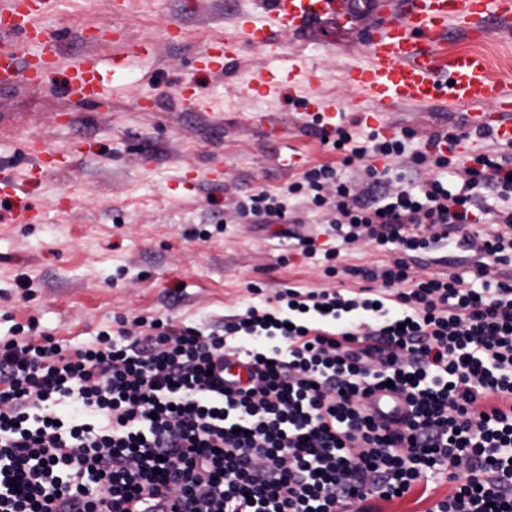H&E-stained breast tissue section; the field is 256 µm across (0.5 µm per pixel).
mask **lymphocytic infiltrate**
<instances>
[{
    "mask_svg": "<svg viewBox=\"0 0 512 512\" xmlns=\"http://www.w3.org/2000/svg\"><path fill=\"white\" fill-rule=\"evenodd\" d=\"M415 136L338 129L341 165L365 163L371 189L319 164L238 204L284 224L306 198L337 243L296 241L329 277L358 272L338 265L341 245L393 253L358 272L365 287H289L220 331L138 315L78 348L33 322L0 337V512H373L433 480L452 490L430 512H512V280L491 269L512 264V151L462 157L452 131L408 150ZM401 158L426 178L396 184ZM486 187L497 205H476ZM479 224L494 227L488 262L417 276ZM228 353L251 366L235 390ZM386 388L405 405L395 423L369 407Z\"/></svg>",
    "mask_w": 512,
    "mask_h": 512,
    "instance_id": "f902f5d3",
    "label": "lymphocytic infiltrate"
}]
</instances>
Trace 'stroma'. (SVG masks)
Returning <instances> with one entry per match:
<instances>
[{
	"label": "stroma",
	"instance_id": "35a3bbf8",
	"mask_svg": "<svg viewBox=\"0 0 512 512\" xmlns=\"http://www.w3.org/2000/svg\"><path fill=\"white\" fill-rule=\"evenodd\" d=\"M117 2L61 0L45 19L48 29L68 30L67 61L83 51L79 31L92 20L122 24L127 45L153 41L152 54L130 55L100 110L73 111L58 91L59 72L0 89V165L7 174L24 173L21 148L31 137L64 162L27 182L18 196H0V336L32 318L70 347L91 342L117 315H167L210 328L289 287H335L323 273V255H301L280 237V225L236 217L234 204L300 177V170L278 168V155L299 151L310 167L339 163L336 152L302 127L299 99L321 95L341 112L347 130L370 133L364 115L375 106L346 83L345 71L363 58L364 29L390 15L392 0H376L347 33L325 32L318 23L300 35L275 34L271 52L241 43L239 62L216 75L200 71L196 56L212 34L235 33L240 14L261 13V0H135L125 14L116 11ZM177 25L182 39L168 41L166 31ZM253 66L290 70L296 101L248 95L245 71ZM310 67L321 76L314 85L306 77ZM190 80L205 95L192 111L179 103ZM250 112L276 117L287 139L269 140L250 128ZM384 122L423 136L469 128L465 109L442 102L404 107ZM28 205L44 212L43 223L12 222V213ZM483 258L476 248L441 245L417 273L429 278ZM24 279L30 290L19 288ZM253 284L259 293L250 292ZM450 491L448 483L432 484L375 507L429 512Z\"/></svg>",
	"mask_w": 512,
	"mask_h": 512
}]
</instances>
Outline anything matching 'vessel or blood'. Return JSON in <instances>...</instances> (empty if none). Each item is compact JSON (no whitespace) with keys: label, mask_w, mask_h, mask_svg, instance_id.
<instances>
[{"label":"vessel or blood","mask_w":512,"mask_h":512,"mask_svg":"<svg viewBox=\"0 0 512 512\" xmlns=\"http://www.w3.org/2000/svg\"><path fill=\"white\" fill-rule=\"evenodd\" d=\"M53 5L54 0H0V84L40 79L62 65L66 68L67 98L77 104L103 103L107 94L104 64L108 60L102 51L123 46L122 27L97 25L89 50L65 64L60 53L63 32L50 31L42 23ZM264 6L269 23L240 16L239 35H213L200 63L215 66L221 73L237 61L240 41L267 47L274 32L296 34L327 19L351 25L357 16L356 0H265ZM454 37L467 41L492 37L511 43L512 0H404L387 21L367 31L365 59L348 67V82L376 105L377 115L443 100L452 107L469 108L472 129L512 142V85L492 74L482 52L441 56L440 48ZM247 84L250 91L261 95L284 92L290 80L287 74L257 67L250 71ZM302 112L306 122L316 127L319 138L335 139L336 114L324 98L310 95ZM249 121L265 138L288 135L267 113H251ZM25 149L31 162L30 177L44 176L57 167V160L46 157L36 141L26 142Z\"/></svg>","instance_id":"1"}]
</instances>
